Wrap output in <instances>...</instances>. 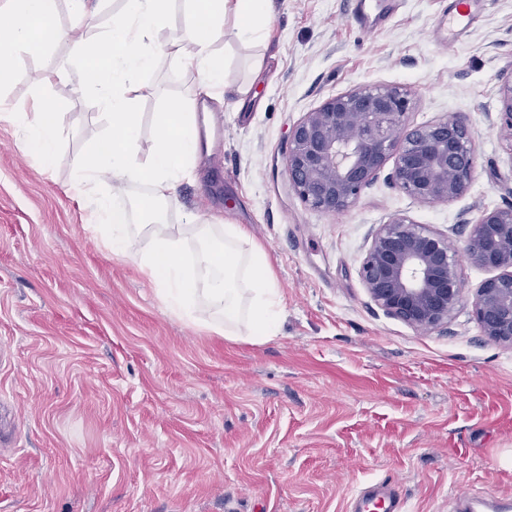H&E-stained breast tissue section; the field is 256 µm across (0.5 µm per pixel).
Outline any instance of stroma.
<instances>
[{"instance_id":"35a3bbf8","label":"stroma","mask_w":512,"mask_h":512,"mask_svg":"<svg viewBox=\"0 0 512 512\" xmlns=\"http://www.w3.org/2000/svg\"><path fill=\"white\" fill-rule=\"evenodd\" d=\"M353 0H275L249 111L215 104L223 148L178 188L168 223L193 212L243 225L281 291L264 341L190 324L129 258L90 232L74 162L109 129L67 44L18 54L0 98L41 95L58 114L51 165L26 127L0 121V512H349L388 478L408 512H453L454 494L512 496V348L489 341L473 300L489 270L460 259L462 298L444 330L420 332L370 300L358 268L378 224L403 213L463 248L484 209L512 203V140L497 106L512 65V0H475L455 41L454 0H384L381 24ZM58 75L35 79L44 58ZM140 147L162 98L193 93L172 61L144 76ZM363 84L414 93L409 122L468 116L467 194L428 205L388 172L336 214L288 186V135L306 112ZM473 4V1L462 0L461 5L466 6L467 10H459L449 20L441 23L439 35L443 44L448 43V40H453L466 28L472 17L470 12Z\"/></svg>"}]
</instances>
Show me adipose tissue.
I'll use <instances>...</instances> for the list:
<instances>
[{
  "mask_svg": "<svg viewBox=\"0 0 512 512\" xmlns=\"http://www.w3.org/2000/svg\"><path fill=\"white\" fill-rule=\"evenodd\" d=\"M168 2L120 0L107 35L90 47L72 29L54 26L57 0H0V13L9 18L0 29V52L43 55L48 41L70 43L81 62V85L97 94L112 125L111 135L75 163L73 187L84 196L95 227L111 228L112 252L137 260L171 310L191 319L203 307L213 316V331L263 340L277 332L281 303L264 251L243 226L204 224L193 213L182 216L197 242L188 248L182 235L170 232L161 209L176 205L179 183L202 159L198 104L224 97V63L214 52L215 43L229 34L242 44L257 45L271 16V0H183L188 22L176 35L167 32ZM165 58L193 75L199 90L188 98L164 100L155 115L153 149L145 155L137 77L155 71ZM30 108L38 122L28 145L50 162L57 149V114L38 95ZM107 180L116 195L139 184L149 191L135 209L113 207L93 191ZM202 268L209 273L204 281L197 278Z\"/></svg>",
  "mask_w": 512,
  "mask_h": 512,
  "instance_id": "ef3b65f1",
  "label": "adipose tissue"
}]
</instances>
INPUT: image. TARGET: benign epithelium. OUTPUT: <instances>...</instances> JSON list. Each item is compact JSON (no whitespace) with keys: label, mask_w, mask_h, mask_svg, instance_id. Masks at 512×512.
Here are the masks:
<instances>
[{"label":"benign epithelium","mask_w":512,"mask_h":512,"mask_svg":"<svg viewBox=\"0 0 512 512\" xmlns=\"http://www.w3.org/2000/svg\"><path fill=\"white\" fill-rule=\"evenodd\" d=\"M413 93L401 86H359L325 100L291 129L289 187L311 209L347 210L394 159L392 184L427 204L464 196L475 172L467 116L411 126ZM500 129L512 138V67L502 74ZM493 272L476 290L474 312L489 340L512 347V204L481 212L463 252ZM448 236L395 214L379 225L358 269L374 304L422 331L448 326L461 300L459 254Z\"/></svg>","instance_id":"1"}]
</instances>
